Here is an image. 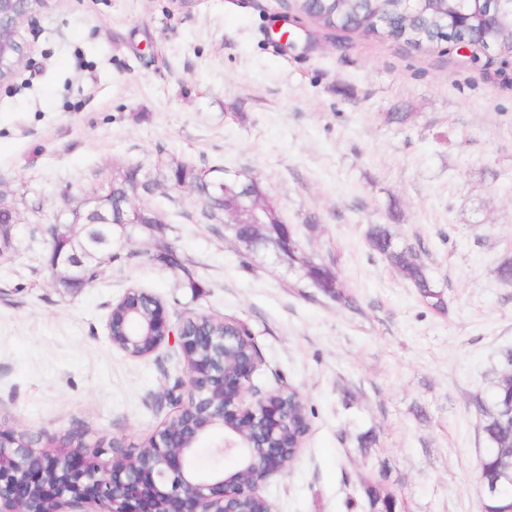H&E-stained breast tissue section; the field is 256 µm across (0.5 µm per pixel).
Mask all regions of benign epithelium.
Listing matches in <instances>:
<instances>
[{"mask_svg": "<svg viewBox=\"0 0 512 512\" xmlns=\"http://www.w3.org/2000/svg\"><path fill=\"white\" fill-rule=\"evenodd\" d=\"M41 0H0V82L14 76L28 55V45L16 32L19 22ZM448 41L490 57L494 48L478 33ZM101 200L92 196L72 209V218L51 225L50 237H66L83 213ZM272 209L265 193L248 192L224 204V223L257 229ZM112 241L89 234L68 251L52 254V267L67 283L83 281L87 266L100 265ZM156 335L151 350L173 336L160 304H153ZM239 336L208 331L178 332V351L189 358L188 401L178 400L177 415L162 425L135 451L116 440L88 444L69 433L46 445L40 438L0 428V512H69L86 504L98 512H274L262 494L263 486L281 474L297 455L286 434L298 423L282 391L260 393L252 384L258 352L234 358L235 369L224 362ZM224 430L216 452L234 456L241 469L229 476L214 468L196 470L191 460L204 437L203 427Z\"/></svg>", "mask_w": 512, "mask_h": 512, "instance_id": "1", "label": "benign epithelium"}]
</instances>
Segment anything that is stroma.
I'll list each match as a JSON object with an SVG mask.
<instances>
[{"label":"stroma","mask_w":512,"mask_h":512,"mask_svg":"<svg viewBox=\"0 0 512 512\" xmlns=\"http://www.w3.org/2000/svg\"><path fill=\"white\" fill-rule=\"evenodd\" d=\"M300 4L45 0L24 21L30 52L0 84V191L17 212L0 256V426L134 448L176 415L165 392L187 379L183 356L133 357L108 336L137 288L173 325L239 321L263 359L254 385L303 396L305 445L263 488L274 512H370L367 480L395 512H481L476 401L512 350V54L327 28ZM177 160L256 178L337 292L168 184L135 201L161 223L114 226L94 285L57 284L48 227L128 168ZM373 224L411 248L443 309L369 248ZM367 431L375 445L358 447Z\"/></svg>","instance_id":"35a3bbf8"}]
</instances>
